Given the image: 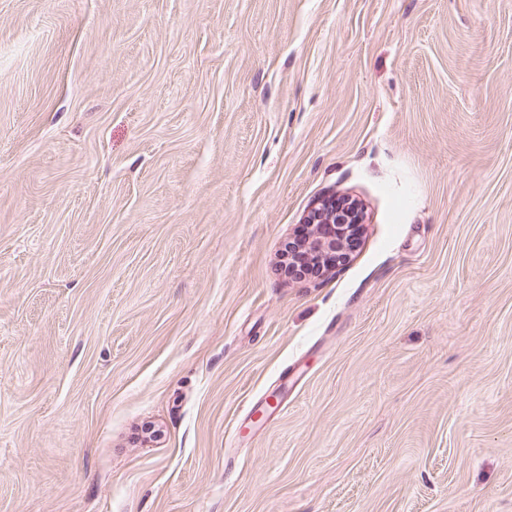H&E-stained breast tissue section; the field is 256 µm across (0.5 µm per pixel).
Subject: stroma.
I'll list each match as a JSON object with an SVG mask.
<instances>
[{"instance_id": "35a3bbf8", "label": "stroma", "mask_w": 512, "mask_h": 512, "mask_svg": "<svg viewBox=\"0 0 512 512\" xmlns=\"http://www.w3.org/2000/svg\"><path fill=\"white\" fill-rule=\"evenodd\" d=\"M0 512H512V0H0ZM332 202L328 200H322L317 205L312 207L305 217L304 223L307 224L306 230L303 231L300 239L302 240L307 235L311 234L313 230H309L310 224H346L347 226L343 229L346 231L345 237L349 245H351L362 231V226H356V224H350L351 222H360L363 218L361 212V205L354 199L344 197L341 201L330 206ZM357 217V218H356Z\"/></svg>"}]
</instances>
